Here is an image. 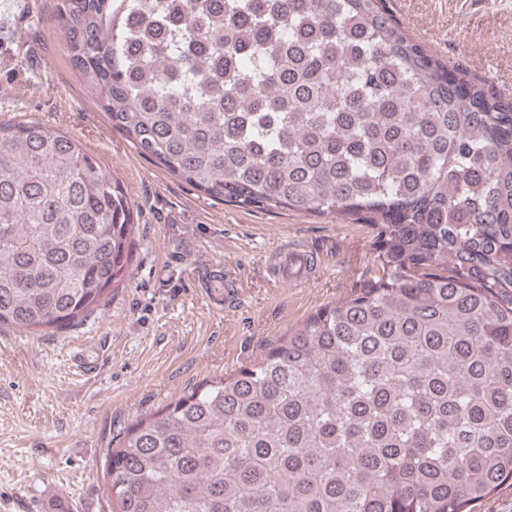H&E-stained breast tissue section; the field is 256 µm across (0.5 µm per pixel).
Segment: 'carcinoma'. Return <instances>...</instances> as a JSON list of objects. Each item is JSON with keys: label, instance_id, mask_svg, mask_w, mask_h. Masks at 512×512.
Wrapping results in <instances>:
<instances>
[{"label": "carcinoma", "instance_id": "obj_1", "mask_svg": "<svg viewBox=\"0 0 512 512\" xmlns=\"http://www.w3.org/2000/svg\"><path fill=\"white\" fill-rule=\"evenodd\" d=\"M144 159L240 208L374 233L353 295L105 450L113 512H476L512 482V100L382 0H59ZM133 209L70 134L0 122V328L130 274Z\"/></svg>", "mask_w": 512, "mask_h": 512}]
</instances>
